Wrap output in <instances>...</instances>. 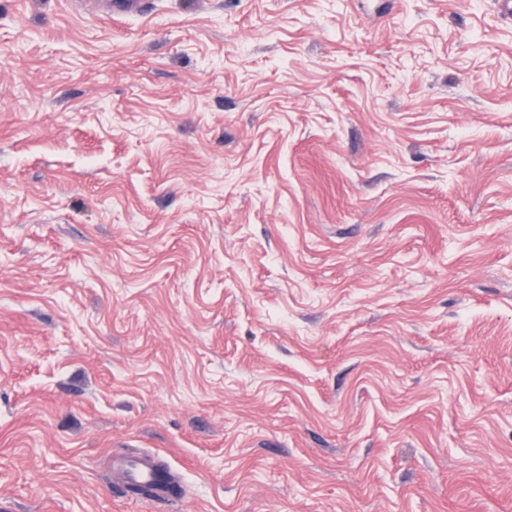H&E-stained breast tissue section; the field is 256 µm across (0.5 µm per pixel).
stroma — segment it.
<instances>
[{
    "instance_id": "1",
    "label": "stroma",
    "mask_w": 512,
    "mask_h": 512,
    "mask_svg": "<svg viewBox=\"0 0 512 512\" xmlns=\"http://www.w3.org/2000/svg\"><path fill=\"white\" fill-rule=\"evenodd\" d=\"M0 512H512L496 0H0ZM112 470L119 472L128 490L143 489L161 502L175 501L179 491L175 478L156 460L155 454L143 453L136 457H122L112 460ZM134 494V493H133Z\"/></svg>"
}]
</instances>
